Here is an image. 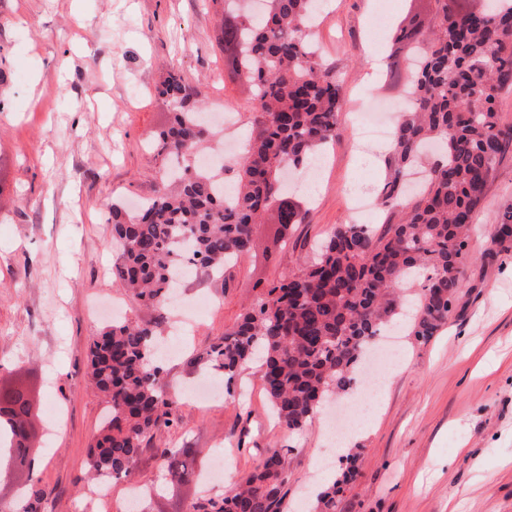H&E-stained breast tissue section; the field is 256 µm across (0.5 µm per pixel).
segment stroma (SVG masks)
I'll return each mask as SVG.
<instances>
[{"instance_id": "obj_1", "label": "stroma", "mask_w": 512, "mask_h": 512, "mask_svg": "<svg viewBox=\"0 0 512 512\" xmlns=\"http://www.w3.org/2000/svg\"><path fill=\"white\" fill-rule=\"evenodd\" d=\"M407 13L433 22L432 0H329L314 43L341 88V134L325 151L313 192L298 191L308 214L288 237L259 225L252 250L223 278L198 277L171 308L160 340L174 349L161 384L173 421L128 476L112 482V510L131 486L146 488L149 512H193L204 497L255 467L267 450L288 458V510L308 512L317 464L330 453L321 421L291 433L273 418L258 362L225 382L204 354L237 323L260 286L308 262L315 243L354 221L349 191L378 187L385 168L358 147L356 113L365 100L401 105L403 80L369 73L371 18ZM213 0H0V384L20 381L39 401L30 443L43 512H104L93 496L89 449L106 401L86 379L89 347L112 320L148 322L113 280L112 206L136 209L157 190L161 157L151 137L166 121L157 94L177 74L201 88L207 113L232 110L240 134L250 97L224 72ZM512 203V153L499 163L476 215L462 286L447 324L430 341L399 339L401 358L378 377L368 414L349 418L332 396L340 429L361 422L352 441L357 474L336 512H512V248L490 240L496 215ZM209 378L223 393L201 405L190 387ZM197 449V471L214 455L234 462L218 482L169 481L155 447Z\"/></svg>"}]
</instances>
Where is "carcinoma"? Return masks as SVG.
Instances as JSON below:
<instances>
[{
	"label": "carcinoma",
	"instance_id": "1",
	"mask_svg": "<svg viewBox=\"0 0 512 512\" xmlns=\"http://www.w3.org/2000/svg\"><path fill=\"white\" fill-rule=\"evenodd\" d=\"M436 24L414 43L419 61L410 73L411 102L396 122L378 186V204L399 218L376 233L367 224H340L313 259L272 283L238 322L224 331L206 360L232 381L263 353L261 381L281 426L293 433L311 425L320 404L350 389L364 350L389 323L405 320L408 335L426 342L447 323L468 260L475 213L497 164L512 152V123L499 107L512 90V0H488L479 11L457 13L434 0ZM316 0H224L221 41L229 77L246 86L255 108L248 137L232 171L230 197L219 174L193 167L197 147L216 132L202 124L199 94L177 75L158 89L170 117L157 133L164 153L162 183L142 212L130 218L112 208V266L119 286L143 306L164 310L173 279L185 267L224 271L249 253L258 225L290 230L306 212L292 200L285 176L308 167L313 154L340 135V86L310 40ZM416 18L397 27L392 41L418 34ZM425 166L414 197L406 176ZM492 243L512 244V205L493 224ZM159 323L119 321L95 337L88 377L109 404L89 465L118 479L169 423L155 343ZM25 390H0L4 456L23 466L29 483L22 501L3 512H40L44 492L33 479L36 459L19 446L31 428ZM173 481L194 475V460L155 449ZM342 478L322 491L312 512H336V497L356 474L346 456ZM288 460L279 450L215 500L195 512H287Z\"/></svg>",
	"mask_w": 512,
	"mask_h": 512
}]
</instances>
